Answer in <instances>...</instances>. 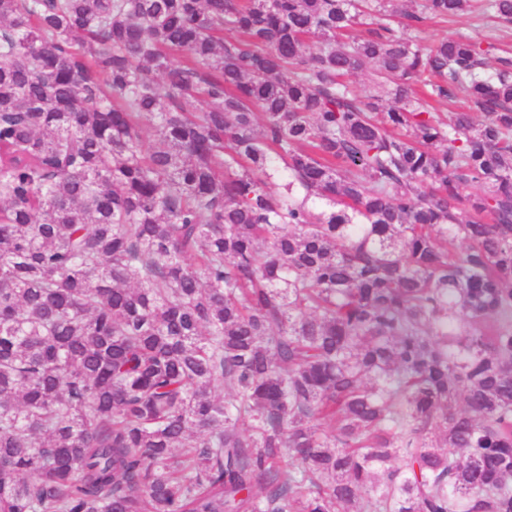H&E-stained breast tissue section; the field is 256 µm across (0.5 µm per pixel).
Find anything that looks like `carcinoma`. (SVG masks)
<instances>
[{"label":"carcinoma","instance_id":"1","mask_svg":"<svg viewBox=\"0 0 512 512\" xmlns=\"http://www.w3.org/2000/svg\"><path fill=\"white\" fill-rule=\"evenodd\" d=\"M395 2L0 0V512H512V0ZM457 31L469 34L475 39H481L485 36L486 29L482 25L467 18L459 19L454 23L448 24L425 21L418 25V29L416 31H411V35H416L423 42L428 43L436 41L444 36L451 35Z\"/></svg>","mask_w":512,"mask_h":512}]
</instances>
